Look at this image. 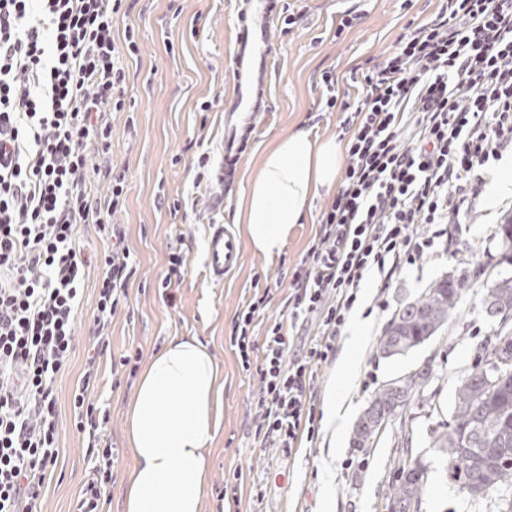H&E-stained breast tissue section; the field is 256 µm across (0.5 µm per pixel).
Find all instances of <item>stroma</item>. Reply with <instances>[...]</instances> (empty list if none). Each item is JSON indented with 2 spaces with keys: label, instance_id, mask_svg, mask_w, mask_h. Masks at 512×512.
Returning a JSON list of instances; mask_svg holds the SVG:
<instances>
[{
  "label": "stroma",
  "instance_id": "35a3bbf8",
  "mask_svg": "<svg viewBox=\"0 0 512 512\" xmlns=\"http://www.w3.org/2000/svg\"><path fill=\"white\" fill-rule=\"evenodd\" d=\"M129 2L128 15L113 20L112 32L119 38L125 27H134L139 51L125 59L130 107L112 115V160L127 170L126 210L116 221L126 227L137 272L127 308L112 318L111 343L101 358V378L93 395L94 405L110 412L106 435L118 457L104 512H122L125 477L133 464L126 442V411L133 391L114 386L112 363L137 348L151 357L173 336H196L207 343L224 377L217 432L204 450V512H386L393 460L406 439L426 467L421 512H473L468 499L449 485L445 458L432 442L451 416L462 372L493 338L496 323L483 309L482 270L512 272V262L502 258L494 236L497 206L512 197V179L503 177L504 170L512 169V156L498 163L483 188L478 212L460 225L445 252L404 271L383 291L375 276L367 277L362 295L371 300L384 294L389 311L370 319L347 419L332 425L320 422L314 442L290 449L256 446L250 399L258 382L240 371L229 336L238 307L253 293L256 276L279 279L291 274L315 233L327 197L315 200L310 218L296 225L280 255L270 258L244 247L240 267L221 282L213 281L206 267L213 223H235L248 183L270 145L300 129L321 138L340 137L343 113L318 107L323 73L335 74L341 99L357 101L362 87L351 80V72L367 71L376 57L393 50L408 22L432 20L438 0H310V16L302 26L274 34L271 108L259 119L235 184L216 214L208 206L206 189L194 187L193 181L202 151L210 153V170L220 163L222 99L230 85L237 0ZM344 11L360 14L361 22L338 38L336 22ZM206 101L212 104L207 111L201 108ZM174 199L187 203L185 215L170 213L167 203ZM176 243L187 256V272L171 305L162 296L160 281L169 247ZM448 274L464 276L469 285L452 325L406 354L383 356L377 341L390 314ZM97 277V269H90L71 364L54 383L61 451L46 483L42 512H75L91 478L87 442L73 422L71 393L86 358ZM424 366L431 371L429 395L411 401L372 444L353 447L355 424L378 389ZM237 469L243 472L237 496L225 498L224 476Z\"/></svg>",
  "mask_w": 512,
  "mask_h": 512
}]
</instances>
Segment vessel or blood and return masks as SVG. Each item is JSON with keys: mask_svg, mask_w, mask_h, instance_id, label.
I'll list each match as a JSON object with an SVG mask.
<instances>
[{"mask_svg": "<svg viewBox=\"0 0 512 512\" xmlns=\"http://www.w3.org/2000/svg\"><path fill=\"white\" fill-rule=\"evenodd\" d=\"M276 0H238L231 67L233 86L224 99V138L214 199H223L238 173L257 118L268 107V58L273 39ZM242 260L231 227L217 224L208 241L207 266L212 280L223 281Z\"/></svg>", "mask_w": 512, "mask_h": 512, "instance_id": "b4317fda", "label": "vessel or blood"}]
</instances>
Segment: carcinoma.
I'll return each mask as SVG.
<instances>
[{"mask_svg": "<svg viewBox=\"0 0 512 512\" xmlns=\"http://www.w3.org/2000/svg\"><path fill=\"white\" fill-rule=\"evenodd\" d=\"M500 249L512 254V214L495 231ZM467 291V281L448 274L433 282L424 293L407 303L391 318L377 345L386 356L403 355L437 335L457 313ZM486 312L496 317L512 313V275L498 274L486 281L483 299ZM495 345L483 349L480 360L460 378L450 420L436 433L433 447L447 460L448 483L471 499L496 494L498 512H512V376L495 386L486 373L493 367ZM429 370H421L396 389L387 384L369 402L355 425L352 443L364 448L373 442L380 414L391 418L407 407L410 399L424 393ZM409 440L394 463L388 502L398 512L420 508L426 494V469L411 458Z\"/></svg>", "mask_w": 512, "mask_h": 512, "instance_id": "carcinoma-1", "label": "carcinoma"}]
</instances>
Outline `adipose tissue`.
<instances>
[{
    "instance_id": "1",
    "label": "adipose tissue",
    "mask_w": 512,
    "mask_h": 512,
    "mask_svg": "<svg viewBox=\"0 0 512 512\" xmlns=\"http://www.w3.org/2000/svg\"><path fill=\"white\" fill-rule=\"evenodd\" d=\"M343 164L334 139L298 130L264 156L243 202L244 233L256 252L282 251L297 224L310 216L317 197L330 193ZM368 324L356 322L340 375L327 400L326 419H343ZM224 389L220 367L195 336L170 337L141 374L127 412V439L134 466L122 512H202L206 495L205 446L217 430Z\"/></svg>"
}]
</instances>
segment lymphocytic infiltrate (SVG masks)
<instances>
[{"label":"lymphocytic infiltrate","instance_id":"1","mask_svg":"<svg viewBox=\"0 0 512 512\" xmlns=\"http://www.w3.org/2000/svg\"><path fill=\"white\" fill-rule=\"evenodd\" d=\"M126 0H0V512H38L59 459L54 382L75 346L88 260L77 228L108 244L88 356L72 398L93 454L80 512H100L114 453L109 414L89 402L112 318L136 269L122 225L126 173L112 162L109 116L126 108L123 58L134 28L112 34ZM322 111L344 113L345 169L288 284L287 319L265 318L271 283L236 312L230 345L258 379L263 448L317 439L314 382L336 357L368 274L382 288L433 256L440 225L476 211L496 162L512 153V0H442L342 100L322 76ZM108 184L106 194L93 189ZM264 333H257L258 318Z\"/></svg>","mask_w":512,"mask_h":512}]
</instances>
